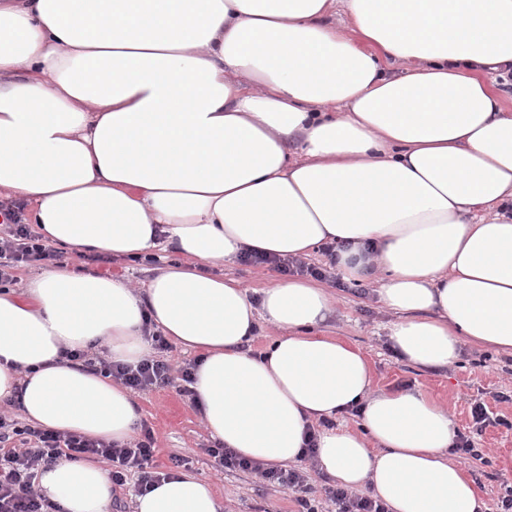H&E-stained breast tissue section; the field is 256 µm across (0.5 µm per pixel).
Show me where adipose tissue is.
<instances>
[{"instance_id": "ef3b65f1", "label": "adipose tissue", "mask_w": 512, "mask_h": 512, "mask_svg": "<svg viewBox=\"0 0 512 512\" xmlns=\"http://www.w3.org/2000/svg\"><path fill=\"white\" fill-rule=\"evenodd\" d=\"M349 23L336 27L337 8ZM512 0H0V194L76 256L181 259L145 290L68 266L0 287V403L33 425L123 442L129 390L65 354L149 352L147 324L198 356L192 386L221 446L317 460L387 512H483L453 460L447 407L373 392L360 349L324 335L335 297L284 278L252 299L213 266L336 246L350 282L380 280L389 338L423 368L463 343L512 353ZM276 337L260 353L261 324ZM62 512H109L100 461L42 466ZM195 473L161 477L134 512H223Z\"/></svg>"}]
</instances>
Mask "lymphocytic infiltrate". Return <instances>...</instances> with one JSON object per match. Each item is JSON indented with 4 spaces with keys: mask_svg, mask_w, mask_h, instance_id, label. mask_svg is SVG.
<instances>
[{
    "mask_svg": "<svg viewBox=\"0 0 512 512\" xmlns=\"http://www.w3.org/2000/svg\"><path fill=\"white\" fill-rule=\"evenodd\" d=\"M6 237H0V284L14 280V272L20 264L55 259V252L34 233L29 225L23 224L15 212L6 215ZM326 264L315 265L297 258H267V256L244 254L243 264L258 265L271 263L280 274L307 275L324 280L331 277L330 265L336 260L334 246L322 249ZM157 351L156 356L143 360L136 366L112 364L105 361L101 369L106 375L121 381L126 387L144 391L169 385L181 380L180 393L191 396L192 364L174 366L167 353L170 346L160 333L151 336ZM155 440L150 431H143L124 444H112L101 440H89L72 434L43 431L12 419L0 413V512H58V506L40 495L34 489L37 472L42 464L65 456L80 459L95 455L111 467L112 483L125 485L130 474H137L140 486H150L159 479V472L150 464L155 454ZM222 470L250 471L256 473L265 483L289 490L296 496L300 512H317L311 502L314 489L304 472L294 468H262L253 462L241 459L226 448L211 449Z\"/></svg>",
    "mask_w": 512,
    "mask_h": 512,
    "instance_id": "lymphocytic-infiltrate-1",
    "label": "lymphocytic infiltrate"
}]
</instances>
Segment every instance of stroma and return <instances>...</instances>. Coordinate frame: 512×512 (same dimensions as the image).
I'll return each instance as SVG.
<instances>
[{
	"label": "stroma",
	"mask_w": 512,
	"mask_h": 512,
	"mask_svg": "<svg viewBox=\"0 0 512 512\" xmlns=\"http://www.w3.org/2000/svg\"><path fill=\"white\" fill-rule=\"evenodd\" d=\"M82 271L124 276L134 284L145 285L156 274V266L127 257L111 262H94L87 257L70 258ZM338 303L324 332L359 347L366 355L380 391L418 389L447 404L456 430L472 435L482 452L481 459L467 460L465 467L477 485L486 512H498V499L505 486L512 485V467L503 468L500 459L512 457V356H501L482 347L464 345L460 360L442 369L411 365L389 350L388 333L397 313L383 307L375 285L344 283L341 276L327 279ZM142 414L140 422L151 429L157 453L156 471L173 470L170 456L187 458V469L209 482L223 496L229 512H297L293 493L263 483L255 474L221 471L208 453L213 442L201 424L199 411L177 385L137 394ZM484 402L496 425L475 432L470 414L473 402Z\"/></svg>",
	"instance_id": "stroma-1"
}]
</instances>
